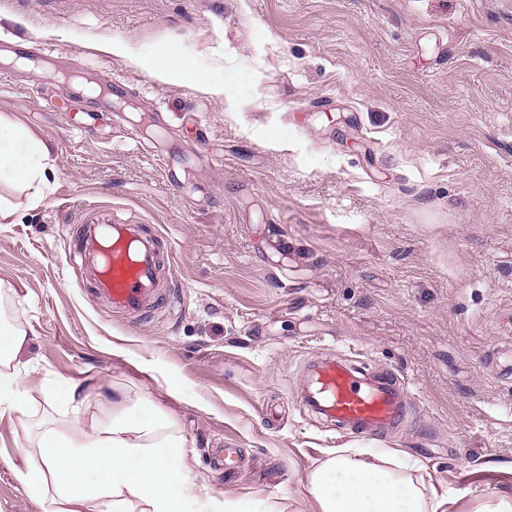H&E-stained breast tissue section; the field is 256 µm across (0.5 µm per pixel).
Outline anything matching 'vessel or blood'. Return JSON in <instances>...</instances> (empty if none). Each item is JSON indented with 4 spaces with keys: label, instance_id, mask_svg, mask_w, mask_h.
I'll return each mask as SVG.
<instances>
[{
    "label": "vessel or blood",
    "instance_id": "b4317fda",
    "mask_svg": "<svg viewBox=\"0 0 512 512\" xmlns=\"http://www.w3.org/2000/svg\"><path fill=\"white\" fill-rule=\"evenodd\" d=\"M81 252L85 275L112 309L137 318L161 301L159 243L140 225L105 219L83 225ZM298 398L318 422L359 437L396 433L412 410L402 374L333 350L304 364Z\"/></svg>",
    "mask_w": 512,
    "mask_h": 512
}]
</instances>
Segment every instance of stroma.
<instances>
[{
    "label": "stroma",
    "mask_w": 512,
    "mask_h": 512,
    "mask_svg": "<svg viewBox=\"0 0 512 512\" xmlns=\"http://www.w3.org/2000/svg\"><path fill=\"white\" fill-rule=\"evenodd\" d=\"M0 39L52 59L0 71V115L52 148L39 207L0 222L8 315L38 417L44 382L122 386L177 418L198 480L314 512L337 448H398L451 512L512 489V0H0ZM188 61L193 85L150 75ZM81 66L134 107L69 95ZM224 84L215 94L211 83ZM178 167L169 184L157 160ZM142 225L170 260L142 320L92 294L76 228ZM395 368L415 397L394 437L331 432L293 395L325 349ZM241 449L231 479L216 448ZM39 456L0 421V512H44L13 476Z\"/></svg>",
    "instance_id": "stroma-1"
}]
</instances>
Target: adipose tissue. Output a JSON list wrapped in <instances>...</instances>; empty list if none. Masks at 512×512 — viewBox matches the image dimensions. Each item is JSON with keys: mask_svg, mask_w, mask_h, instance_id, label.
Here are the masks:
<instances>
[{"mask_svg": "<svg viewBox=\"0 0 512 512\" xmlns=\"http://www.w3.org/2000/svg\"><path fill=\"white\" fill-rule=\"evenodd\" d=\"M50 149L19 124L0 118V184L37 207L48 186ZM0 419L23 416L41 468L15 470L45 512H287L284 500L255 494L217 497L199 481L176 419L162 409L131 419L127 391L100 394L112 417L66 432L29 418L31 391L17 360L28 332L0 307ZM306 493L316 512H446L461 492L438 494L423 466L395 448H339L310 468Z\"/></svg>", "mask_w": 512, "mask_h": 512, "instance_id": "1", "label": "adipose tissue"}]
</instances>
